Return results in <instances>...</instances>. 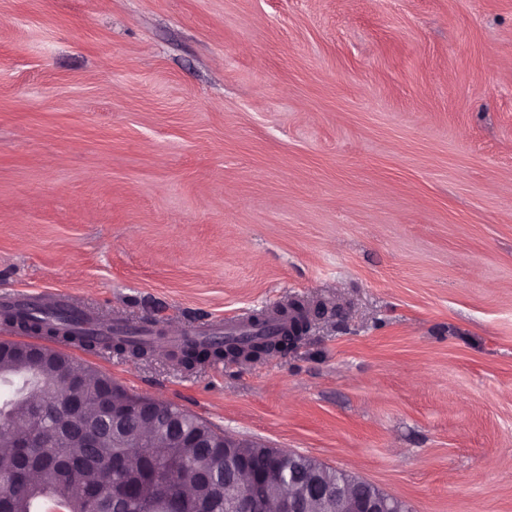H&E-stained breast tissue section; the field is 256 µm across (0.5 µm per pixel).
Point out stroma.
Instances as JSON below:
<instances>
[{"label": "stroma", "mask_w": 512, "mask_h": 512, "mask_svg": "<svg viewBox=\"0 0 512 512\" xmlns=\"http://www.w3.org/2000/svg\"><path fill=\"white\" fill-rule=\"evenodd\" d=\"M320 308L283 353H77L411 512H512V0H0V290ZM226 349L234 350L230 347L224 345V341H210L207 345L199 344L193 340H187L182 346L178 348L175 355L180 359L181 363L184 365L190 366L201 359H205L208 357L214 358H228L233 360H254L262 357L263 352L261 349H255L254 351H250L247 353H236L233 355H228L225 353L223 355V347ZM245 357L246 359H244Z\"/></svg>", "instance_id": "obj_1"}]
</instances>
